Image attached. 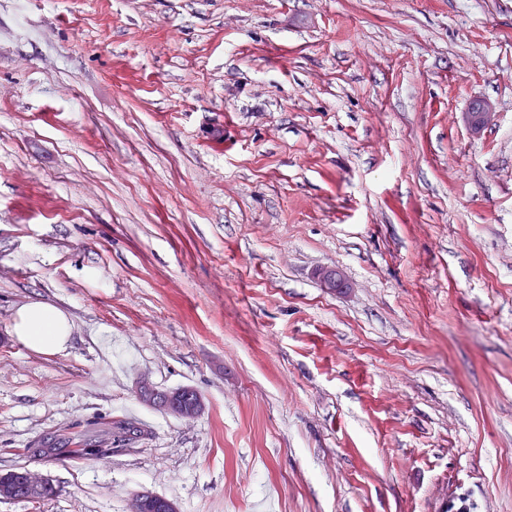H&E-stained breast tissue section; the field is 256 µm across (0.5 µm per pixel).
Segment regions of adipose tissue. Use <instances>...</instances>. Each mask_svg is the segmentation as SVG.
<instances>
[{"instance_id": "obj_1", "label": "adipose tissue", "mask_w": 512, "mask_h": 512, "mask_svg": "<svg viewBox=\"0 0 512 512\" xmlns=\"http://www.w3.org/2000/svg\"><path fill=\"white\" fill-rule=\"evenodd\" d=\"M12 332L28 348L40 353L63 351L71 341V326L65 313L42 302L19 309Z\"/></svg>"}]
</instances>
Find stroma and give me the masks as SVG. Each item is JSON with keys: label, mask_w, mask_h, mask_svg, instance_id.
I'll return each mask as SVG.
<instances>
[{"label": "stroma", "mask_w": 512, "mask_h": 512, "mask_svg": "<svg viewBox=\"0 0 512 512\" xmlns=\"http://www.w3.org/2000/svg\"><path fill=\"white\" fill-rule=\"evenodd\" d=\"M19 467L57 493L0 512H512V0H0ZM12 333L28 348L47 354L65 350L71 341V326L65 313L42 302L18 310ZM157 497L158 496H146L144 493H137L130 498L127 512H147L152 505L161 508V512H174L172 510L175 509V506L170 501L162 497H158L160 501H155Z\"/></svg>", "instance_id": "obj_1"}]
</instances>
